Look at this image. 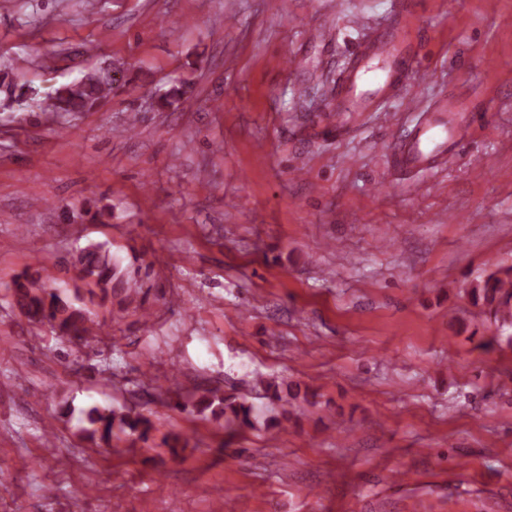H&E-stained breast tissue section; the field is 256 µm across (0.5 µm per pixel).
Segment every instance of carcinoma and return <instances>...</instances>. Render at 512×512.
<instances>
[{
  "label": "carcinoma",
  "mask_w": 512,
  "mask_h": 512,
  "mask_svg": "<svg viewBox=\"0 0 512 512\" xmlns=\"http://www.w3.org/2000/svg\"><path fill=\"white\" fill-rule=\"evenodd\" d=\"M112 72L94 70L82 78L57 88L49 102L40 107L43 112H52L65 117L74 112H91L112 94ZM0 87L4 88L6 98L3 105L7 106L22 99H33L38 92L26 84H17L10 78L7 70L0 72ZM193 88L190 79L185 78L172 84L157 96L158 109L163 110L179 101ZM69 263L78 271V279L86 287L88 298L75 293V300L83 303H106L117 300L120 305L133 303L143 306L146 292L143 291L144 279L150 271L140 272L131 267L121 268L109 248L103 245H89L71 255ZM12 297L20 314L29 322L52 325L61 336H73L86 339L93 336L91 328L98 324L89 316V309L83 305L77 307L73 301L57 292V289L45 281L33 279L23 272L13 280ZM473 304L487 308L490 317L501 326L512 328V265H500L487 276L477 280L470 289ZM203 409L211 410L214 415L232 414L227 423L241 420L244 425H252L250 414L254 406L224 403V397L216 392L201 401ZM87 421L90 428L86 429L88 438L108 442L114 435L113 427L127 436L143 438L151 428L149 418L139 411L128 409L123 412L111 410L107 413L97 408L89 410Z\"/></svg>",
  "instance_id": "carcinoma-1"
}]
</instances>
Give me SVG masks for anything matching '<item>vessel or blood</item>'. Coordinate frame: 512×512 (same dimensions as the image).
I'll return each mask as SVG.
<instances>
[{
	"instance_id": "vessel-or-blood-1",
	"label": "vessel or blood",
	"mask_w": 512,
	"mask_h": 512,
	"mask_svg": "<svg viewBox=\"0 0 512 512\" xmlns=\"http://www.w3.org/2000/svg\"><path fill=\"white\" fill-rule=\"evenodd\" d=\"M407 46L403 29L396 27L388 32L385 39L374 38L358 47V64L348 73L343 91L354 111L362 112L368 107L367 100L358 96L363 82L368 79H376L379 92L396 91L395 77L405 68ZM480 106L479 92L473 87L466 92L444 98L438 105L435 116L423 123L413 140L399 147V162L424 168L446 165L448 148L457 142L459 115L477 111Z\"/></svg>"
}]
</instances>
